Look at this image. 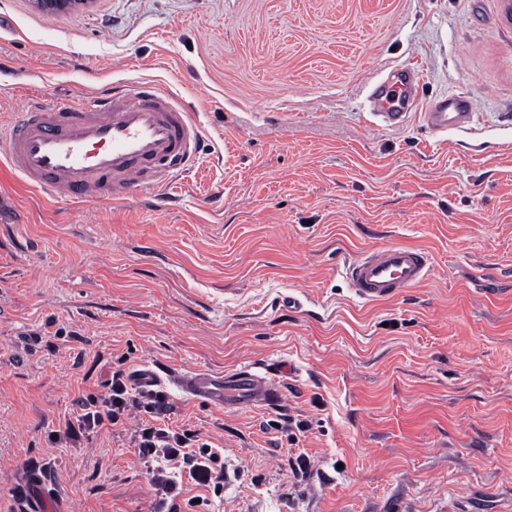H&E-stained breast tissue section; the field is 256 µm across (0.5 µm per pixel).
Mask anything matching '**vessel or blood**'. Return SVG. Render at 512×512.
Instances as JSON below:
<instances>
[{
	"label": "vessel or blood",
	"mask_w": 512,
	"mask_h": 512,
	"mask_svg": "<svg viewBox=\"0 0 512 512\" xmlns=\"http://www.w3.org/2000/svg\"><path fill=\"white\" fill-rule=\"evenodd\" d=\"M418 78L417 69L406 67L372 84L369 97L387 126H403L415 113L435 132L472 123L474 103L463 95L418 108L413 96ZM202 139L194 112L158 84L137 81L77 106L31 100L24 112L0 125V155L37 191L64 193L78 202H117L161 192L191 171ZM431 266L425 250L391 244L348 262L342 276L358 300L388 301L422 284ZM171 382L184 398L219 407L282 400L280 387L250 367L230 375L196 369Z\"/></svg>",
	"instance_id": "obj_1"
}]
</instances>
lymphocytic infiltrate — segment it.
<instances>
[{"label":"lymphocytic infiltrate","mask_w":512,"mask_h":512,"mask_svg":"<svg viewBox=\"0 0 512 512\" xmlns=\"http://www.w3.org/2000/svg\"><path fill=\"white\" fill-rule=\"evenodd\" d=\"M80 412L74 423L68 424L65 438L124 425L131 416H140V423L131 431L132 447L149 476L153 492L152 512H197L198 506L208 505L207 497L200 502L183 495V482L217 492L224 487V465L218 452L203 442L198 431L158 424L157 419L170 406L169 396L162 389L139 390L131 386L124 370H116L104 392L78 400Z\"/></svg>","instance_id":"obj_1"}]
</instances>
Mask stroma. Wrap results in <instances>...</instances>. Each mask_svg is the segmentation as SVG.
I'll return each mask as SVG.
<instances>
[{
  "label": "stroma",
  "instance_id": "obj_1",
  "mask_svg": "<svg viewBox=\"0 0 512 512\" xmlns=\"http://www.w3.org/2000/svg\"><path fill=\"white\" fill-rule=\"evenodd\" d=\"M409 64L420 101L473 98L470 128L371 115ZM1 70L0 120L153 81L204 154L169 209L46 198L0 156V512H28L34 461L59 512H150L126 429L56 440L117 368L284 363L277 409L170 395L223 450L212 512H512V0H0ZM388 244L431 272L360 303L339 267Z\"/></svg>",
  "mask_w": 512,
  "mask_h": 512
}]
</instances>
